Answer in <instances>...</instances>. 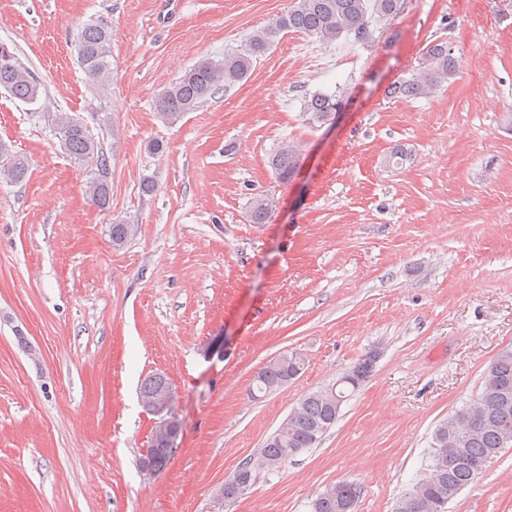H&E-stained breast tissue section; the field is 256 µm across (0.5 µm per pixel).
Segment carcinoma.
<instances>
[{
	"label": "carcinoma",
	"mask_w": 512,
	"mask_h": 512,
	"mask_svg": "<svg viewBox=\"0 0 512 512\" xmlns=\"http://www.w3.org/2000/svg\"><path fill=\"white\" fill-rule=\"evenodd\" d=\"M402 0H291L286 13L250 34L239 49L224 53L222 59H204L170 84L156 99L154 107L165 123H174L195 110L216 91L230 88L246 79L254 60L265 54L290 31L319 37L325 43L340 39L354 44L373 40L378 26L393 20ZM112 27L100 19L85 25L77 37V61L100 90H105L112 73ZM0 88L13 98L34 103L41 83L8 46L0 43ZM458 62L444 42L430 45L421 66L411 77L395 82L387 93L393 97H430L448 85L457 73ZM343 105L338 94L320 93L305 106L308 123L321 126L332 119ZM53 125L68 155L91 165L86 193L90 201L104 209L112 197V171L108 155L87 125L67 112L53 114ZM0 177L17 183L28 172L26 157L0 141ZM300 150L287 145L271 157L277 178L286 182L297 172ZM273 201L267 197L254 200L250 219L264 224L271 216ZM134 233L132 224H114L112 246H124ZM374 359L367 356L333 384L303 396L261 448L254 466L271 468L317 446L324 434L336 424L343 403L357 391L372 371ZM305 357L297 351L286 352L270 361L255 376L250 395L254 399L275 392L288 384V375L300 374ZM170 386L168 379L154 374L143 381L140 391L156 394ZM512 441V352L499 354L490 364L477 401L465 403L443 420L433 434L429 463L424 475L409 492L396 501L393 512H447L453 500L481 473V465L496 456ZM357 486L349 481L328 485L308 504L309 512H354L344 504H356Z\"/></svg>",
	"instance_id": "carcinoma-1"
}]
</instances>
